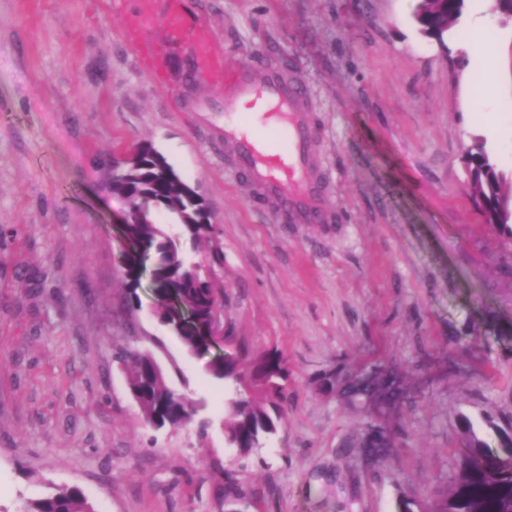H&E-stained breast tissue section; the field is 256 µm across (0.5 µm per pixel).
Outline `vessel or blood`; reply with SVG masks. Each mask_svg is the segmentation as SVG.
Masks as SVG:
<instances>
[{
  "instance_id": "1",
  "label": "vessel or blood",
  "mask_w": 512,
  "mask_h": 512,
  "mask_svg": "<svg viewBox=\"0 0 512 512\" xmlns=\"http://www.w3.org/2000/svg\"><path fill=\"white\" fill-rule=\"evenodd\" d=\"M165 2L159 16L149 0H138L137 12L126 22L139 65H146L155 53L145 37L155 22H163L174 40L190 36L184 0ZM195 53L200 72L224 75L230 86L231 96L224 101V140L233 149L240 173L276 206L282 223L327 222L323 178L313 162L316 131L303 107L301 79L267 68L257 58L228 74L209 46H197Z\"/></svg>"
}]
</instances>
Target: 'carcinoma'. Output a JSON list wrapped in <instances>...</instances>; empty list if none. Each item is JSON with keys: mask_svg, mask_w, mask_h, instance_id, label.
Masks as SVG:
<instances>
[{"mask_svg": "<svg viewBox=\"0 0 512 512\" xmlns=\"http://www.w3.org/2000/svg\"><path fill=\"white\" fill-rule=\"evenodd\" d=\"M465 0H425L415 6L425 24L441 32L453 28L463 14ZM139 161L128 164L112 178L111 194L129 204L131 223L121 227V261L126 285L125 305L141 306L137 289L144 274H150L154 313L158 321L178 336L191 355H200L230 339L223 324H214L223 310L220 294L201 265L186 259L174 249L157 215L166 213L194 240H213V260L223 262L224 253L213 239L202 197L185 182L166 158L149 144L140 145ZM469 183L485 205L488 220L499 224L512 236V220L504 218L507 202L502 197L501 174L484 148L475 143L469 153ZM115 360L126 369L128 388L139 399L145 419L160 426L179 428L191 422L194 401L179 399L153 353L132 346L115 350ZM209 372L229 386V418L225 439L242 457L278 433L284 404L288 401V367L283 357L268 353L246 360L243 355L222 354L209 364ZM324 385L352 407L381 398L398 397L392 379L378 371L336 383L324 377ZM226 502H245L247 493L235 473L226 470L219 482ZM93 504L76 487L57 488L53 493L25 504V512H89ZM512 509V432L503 433L501 447L492 449L479 438L473 423L463 420L462 449L455 461L453 476L446 489L429 505L428 512H509Z\"/></svg>", "mask_w": 512, "mask_h": 512, "instance_id": "obj_1", "label": "carcinoma"}]
</instances>
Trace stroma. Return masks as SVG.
I'll list each match as a JSON object with an SVG mask.
<instances>
[{"mask_svg":"<svg viewBox=\"0 0 512 512\" xmlns=\"http://www.w3.org/2000/svg\"><path fill=\"white\" fill-rule=\"evenodd\" d=\"M416 0H185L192 41L170 44L163 82L142 71L112 0H0V512L50 486L97 512H231L214 477L237 471L243 512H424L450 480L462 420L500 448L512 425V236L489 223L465 156L481 137L512 206V23L466 0L500 52L483 63L419 33ZM224 69L261 51L303 81L326 180L324 224L279 223L224 142L230 89L194 75V41ZM148 143L203 195L224 251L166 225L224 291L223 352L278 351L283 426L249 458L224 437L229 391L153 313L121 308L122 199L112 159ZM152 349L198 405L153 430L116 346ZM381 369L402 403L358 412L325 373ZM391 446H349L367 426Z\"/></svg>","mask_w":512,"mask_h":512,"instance_id":"35a3bbf8","label":"stroma"}]
</instances>
